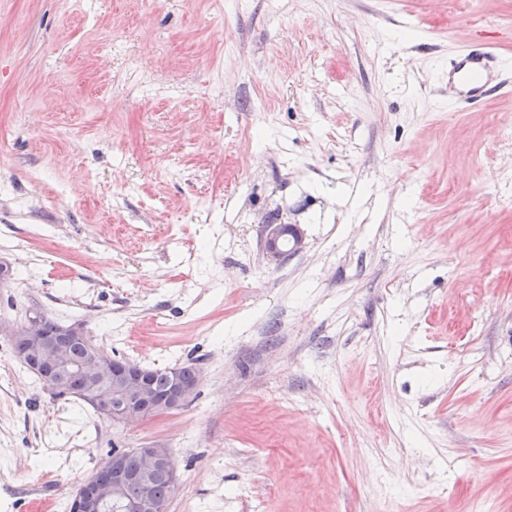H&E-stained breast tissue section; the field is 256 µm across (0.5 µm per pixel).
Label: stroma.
<instances>
[{"instance_id":"obj_1","label":"stroma","mask_w":512,"mask_h":512,"mask_svg":"<svg viewBox=\"0 0 512 512\" xmlns=\"http://www.w3.org/2000/svg\"><path fill=\"white\" fill-rule=\"evenodd\" d=\"M511 34L512 0H0V322L202 371L115 427L0 335V512L153 443L170 512H512V90L448 92ZM302 234L294 224L267 225L265 248L270 257L279 259L285 255V247L298 251L302 247ZM176 369L178 370L182 381L179 379L176 372H174L172 376L170 397L167 402V405L172 409L183 406L188 402L196 389V387L193 386L197 383V368L194 365H183L176 367Z\"/></svg>"}]
</instances>
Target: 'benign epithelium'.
I'll return each instance as SVG.
<instances>
[{
  "instance_id": "obj_1",
  "label": "benign epithelium",
  "mask_w": 512,
  "mask_h": 512,
  "mask_svg": "<svg viewBox=\"0 0 512 512\" xmlns=\"http://www.w3.org/2000/svg\"><path fill=\"white\" fill-rule=\"evenodd\" d=\"M302 234L294 224H269L265 238V248L270 257L279 259L285 255V247L298 251L302 247ZM0 334L4 336H24L28 340L29 353L36 360V369L44 388L56 393L61 389V373L68 365L70 349L75 344L88 343L83 324L73 322L53 336L44 333L40 319L30 315L19 326L0 324ZM78 369L94 385L112 384L106 394H98L94 403L101 418L114 425L143 421L159 413L160 405L155 403L145 377L126 372L123 364L94 349L86 354L78 364ZM195 387L185 385L178 377L172 376L170 397L167 405L178 408L188 402ZM135 467L129 471L118 470L112 481L97 485L90 498L77 490L73 503L75 512H103L105 506L122 503L125 499V481L133 479L146 485L153 474L161 468L167 469L172 483L178 476L173 452L169 448H132Z\"/></svg>"
}]
</instances>
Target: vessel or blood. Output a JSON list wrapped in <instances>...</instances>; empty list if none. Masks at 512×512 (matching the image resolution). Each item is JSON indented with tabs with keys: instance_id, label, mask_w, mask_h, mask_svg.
I'll return each instance as SVG.
<instances>
[{
	"instance_id": "b4317fda",
	"label": "vessel or blood",
	"mask_w": 512,
	"mask_h": 512,
	"mask_svg": "<svg viewBox=\"0 0 512 512\" xmlns=\"http://www.w3.org/2000/svg\"><path fill=\"white\" fill-rule=\"evenodd\" d=\"M508 68L506 60L493 45L463 50L448 69V90L458 104H475L490 92L504 88Z\"/></svg>"
}]
</instances>
